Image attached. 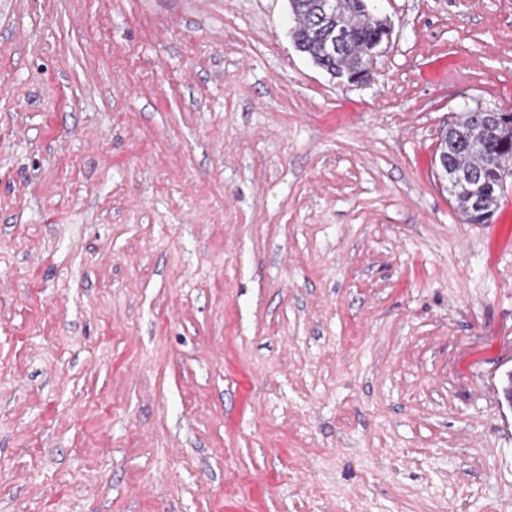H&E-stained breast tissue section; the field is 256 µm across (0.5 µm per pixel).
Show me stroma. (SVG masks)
I'll use <instances>...</instances> for the list:
<instances>
[{
    "instance_id": "1",
    "label": "stroma",
    "mask_w": 512,
    "mask_h": 512,
    "mask_svg": "<svg viewBox=\"0 0 512 512\" xmlns=\"http://www.w3.org/2000/svg\"><path fill=\"white\" fill-rule=\"evenodd\" d=\"M369 79L288 0H0V512H512V0H372ZM480 112H462L449 122L441 134V140L437 151L448 152V166L442 156L438 158V166L442 176L448 179V170L473 172L482 183V191L478 202L475 204L470 194L465 191L454 195L456 207L467 223H488L498 207L501 197L503 182L500 177V164L503 175H512L511 158L512 151V112L510 120L499 125L497 136L490 133L487 124ZM455 173L452 182L448 179V188L453 195L452 185L465 184L467 180L472 182L468 174Z\"/></svg>"
}]
</instances>
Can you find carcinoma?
I'll return each mask as SVG.
<instances>
[{
	"mask_svg": "<svg viewBox=\"0 0 512 512\" xmlns=\"http://www.w3.org/2000/svg\"><path fill=\"white\" fill-rule=\"evenodd\" d=\"M293 33L300 51L329 74L357 72L380 36L383 22L376 21L368 0H289ZM341 21L351 38L350 49L341 55L326 51L330 28ZM438 152L448 153V169L473 172L482 183L478 201L461 191L454 195L456 207L470 224L491 220L498 207L503 182L500 161L512 151V119L492 135L482 114L467 111L449 122L441 134Z\"/></svg>",
	"mask_w": 512,
	"mask_h": 512,
	"instance_id": "carcinoma-1",
	"label": "carcinoma"
}]
</instances>
